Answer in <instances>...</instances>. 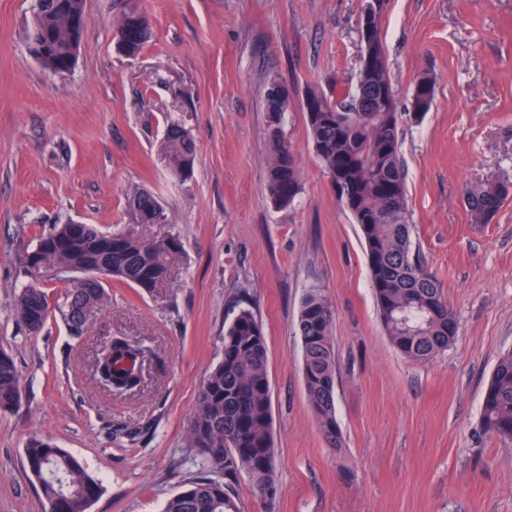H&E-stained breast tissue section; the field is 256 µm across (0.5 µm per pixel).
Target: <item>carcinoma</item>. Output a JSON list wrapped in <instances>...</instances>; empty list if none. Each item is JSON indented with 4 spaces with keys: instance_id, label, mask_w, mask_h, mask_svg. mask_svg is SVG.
<instances>
[{
    "instance_id": "cac0c4a2",
    "label": "carcinoma",
    "mask_w": 512,
    "mask_h": 512,
    "mask_svg": "<svg viewBox=\"0 0 512 512\" xmlns=\"http://www.w3.org/2000/svg\"><path fill=\"white\" fill-rule=\"evenodd\" d=\"M37 28L29 32V49L41 65L57 75L74 67L83 30L72 21L85 16L84 0H38ZM370 25L374 37L361 41L362 55L354 92L334 99L311 87L303 99L306 126L316 157L331 179L336 197L352 214L363 237L373 294L386 336L403 356L426 362L453 343L457 320L439 282L413 250L407 174L400 155L398 111L386 52L382 21L386 0H373ZM117 49L137 57L151 36L152 23L137 0H126L114 19ZM435 98L431 78L414 88L413 118L430 110ZM268 116L270 160L266 189L278 207H288L300 194L297 158L284 137L282 121L289 102L264 98ZM165 154L171 172H191L196 147L178 123L168 127ZM504 184L484 183L467 191L466 204L476 224H487L502 199ZM142 224L164 218L157 199L141 192L129 200ZM178 252L173 238L145 242L130 232L112 233L96 224L67 221L39 239L24 259L27 282L15 303V313L31 332L40 331L52 313L46 286L67 283L58 308L71 329L83 326L82 307L97 308L104 284L86 286L85 275L105 267L106 279L116 278L147 292L163 287ZM335 309L316 289L301 302L296 335L303 349V378L310 404L328 447L341 452L336 418ZM147 350L115 336L95 353L101 382L115 392H132L143 382ZM22 390L13 358L0 351V411L16 407ZM481 427L484 433L512 441V350L498 358L485 388ZM186 442L224 481L202 478L173 495L163 512H238L232 494L246 474L256 494L276 496V449L271 430L268 344L263 327L249 309L240 310L224 330L221 359L202 385ZM25 463L38 481L48 512H90L101 483L88 474L84 461L54 443L34 437L26 445Z\"/></svg>"
}]
</instances>
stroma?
Listing matches in <instances>:
<instances>
[{"instance_id": "obj_1", "label": "stroma", "mask_w": 512, "mask_h": 512, "mask_svg": "<svg viewBox=\"0 0 512 512\" xmlns=\"http://www.w3.org/2000/svg\"><path fill=\"white\" fill-rule=\"evenodd\" d=\"M152 37L120 54L119 0H85L73 70L59 76L29 50L33 0H0V350L22 399L0 411V512H44L24 464L35 435L84 459L102 484L90 512H161L211 469L186 445L199 390L241 309L269 350L278 490L264 502L240 477V512H512V441L484 434L482 396L512 350V192L475 224L466 187L512 189V0H388L383 41L400 111L416 83L435 100L400 129L416 253L454 308L453 344L403 358L377 314L363 242L308 139L303 99L343 97L360 64L363 0H138ZM288 85L283 130L302 190L276 207L264 88ZM196 145L189 177L170 174V123ZM153 194L166 219L141 224L128 205ZM73 219L144 241L176 237L167 286L152 296L106 283L82 336L60 313L32 334L14 305L21 259ZM323 290L335 311L336 417L344 453L319 430L295 334L300 302ZM149 348L145 383L113 395L96 381L101 337ZM123 426L128 437L113 442Z\"/></svg>"}]
</instances>
